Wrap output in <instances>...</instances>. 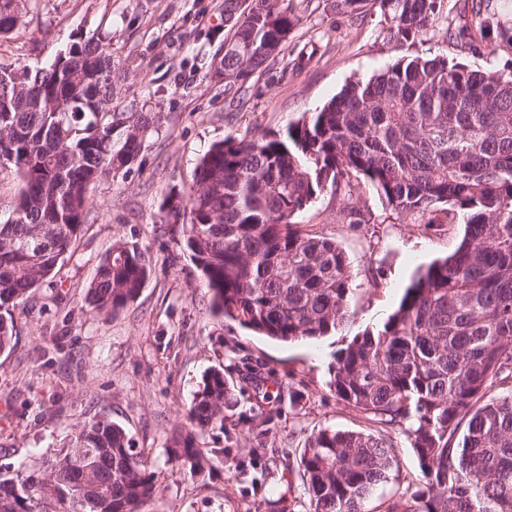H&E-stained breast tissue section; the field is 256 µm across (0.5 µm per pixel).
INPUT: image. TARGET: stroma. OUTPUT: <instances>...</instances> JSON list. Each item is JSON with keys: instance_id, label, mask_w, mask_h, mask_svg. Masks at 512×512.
<instances>
[{"instance_id": "stroma-1", "label": "stroma", "mask_w": 512, "mask_h": 512, "mask_svg": "<svg viewBox=\"0 0 512 512\" xmlns=\"http://www.w3.org/2000/svg\"><path fill=\"white\" fill-rule=\"evenodd\" d=\"M298 22L283 52L231 98L215 72L232 34L224 0H29L22 24L0 39V67L36 69L59 50L104 32L126 72L118 109L158 112L130 169L109 171L91 193L90 214L52 281L11 311L16 337L0 353V475L44 480L70 450L79 425L105 415L144 449L158 490L143 512H313L300 458L310 438L336 429L386 428L337 399L329 387L337 352L381 326L419 267L455 251L463 224L401 222L366 179L351 207L324 190L298 214L307 233L336 241L353 274L349 322L318 341L282 343L214 314L199 273L167 224L161 204L192 184L214 142L278 133L321 108L347 81L370 77L403 55L438 52L481 69L512 70V53H460L444 38L464 22V0H444L424 41H389L378 5L334 9L291 0ZM137 245L156 264L134 301L93 310L88 286L115 242ZM220 370L234 403L199 439L211 451L203 472L167 457V440L205 373ZM389 479L365 512L409 493L421 478L407 438L393 437Z\"/></svg>"}]
</instances>
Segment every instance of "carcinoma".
<instances>
[{
    "label": "carcinoma",
    "mask_w": 512,
    "mask_h": 512,
    "mask_svg": "<svg viewBox=\"0 0 512 512\" xmlns=\"http://www.w3.org/2000/svg\"><path fill=\"white\" fill-rule=\"evenodd\" d=\"M0 0V37L18 29ZM389 40L429 34L441 0H376ZM497 0H471L477 24L448 28L461 50L512 52V27ZM296 16L284 0H249L224 42L225 91L240 92L288 43ZM125 72L111 42L91 38L48 66L0 82V163L17 181L12 220L0 224V309L10 311L56 269L83 230L91 190L130 167L157 123L148 109L113 106ZM362 176L401 220L443 213L466 224L457 250L419 271L381 328L337 355L336 398L410 442L423 481L385 512H512V73L449 63L444 54L401 58L346 85L285 134L228 137L200 159L190 190L166 201L168 223L211 292L212 308L271 339L319 340L350 318L352 274L328 237L293 218L325 189ZM151 258L118 242L88 291L94 308L134 300ZM0 315V352L13 345ZM232 404L224 373H207L188 408L189 427L169 438L171 458L203 471L198 436ZM392 437L325 429L301 465L314 512H365L387 481ZM91 467L99 495L77 474ZM54 502L65 512H139L156 483L143 449L106 416L82 424L52 468ZM32 486L0 478V512H31Z\"/></svg>",
    "instance_id": "cac0c4a2"
}]
</instances>
